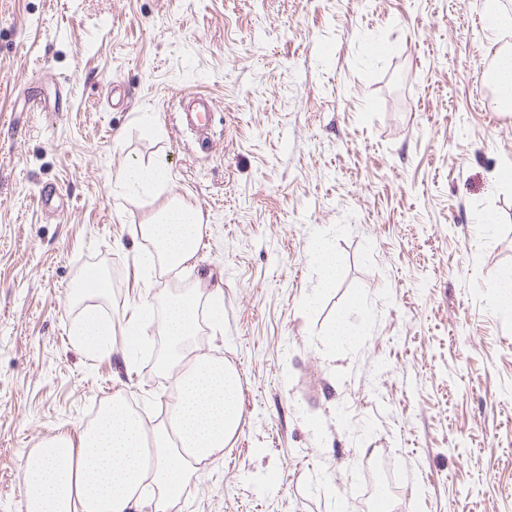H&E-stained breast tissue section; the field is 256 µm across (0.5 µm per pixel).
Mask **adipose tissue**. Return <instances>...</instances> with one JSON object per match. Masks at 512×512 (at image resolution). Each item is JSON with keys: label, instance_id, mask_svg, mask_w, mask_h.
<instances>
[{"label": "adipose tissue", "instance_id": "adipose-tissue-1", "mask_svg": "<svg viewBox=\"0 0 512 512\" xmlns=\"http://www.w3.org/2000/svg\"><path fill=\"white\" fill-rule=\"evenodd\" d=\"M201 229L198 211L167 207L139 227L149 244L138 256L140 265L148 271L187 265ZM203 312L222 319L221 289L203 295L188 288L165 303L166 348L158 369L176 394L167 419L146 425L123 393L113 394L78 434L23 453V512H170L198 464L223 455L243 418L240 381L224 360L190 350Z\"/></svg>", "mask_w": 512, "mask_h": 512}]
</instances>
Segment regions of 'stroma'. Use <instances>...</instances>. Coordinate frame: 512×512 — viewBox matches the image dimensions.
Returning a JSON list of instances; mask_svg holds the SVG:
<instances>
[{"instance_id":"1","label":"stroma","mask_w":512,"mask_h":512,"mask_svg":"<svg viewBox=\"0 0 512 512\" xmlns=\"http://www.w3.org/2000/svg\"><path fill=\"white\" fill-rule=\"evenodd\" d=\"M485 2L0 0V512L22 452L114 392L171 406L124 336L72 343L90 269L116 325L224 290L190 345L236 368L244 418L171 512H373L382 478L389 512H512V111L483 83L512 30L493 37ZM34 89L45 111H24ZM195 91L205 150L177 112ZM134 162L163 166L155 197L120 186ZM175 202L202 245L142 280L138 227ZM311 259L323 270L327 284H332L336 275V257L320 242H313L310 249Z\"/></svg>"}]
</instances>
